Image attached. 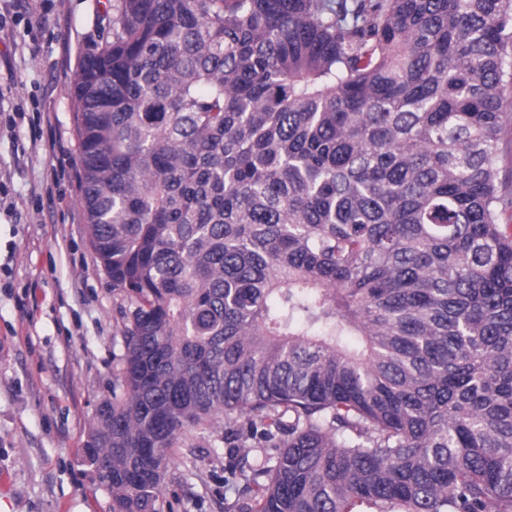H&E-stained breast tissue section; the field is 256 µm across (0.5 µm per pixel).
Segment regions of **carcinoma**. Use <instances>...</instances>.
I'll list each match as a JSON object with an SVG mask.
<instances>
[{"mask_svg":"<svg viewBox=\"0 0 512 512\" xmlns=\"http://www.w3.org/2000/svg\"><path fill=\"white\" fill-rule=\"evenodd\" d=\"M72 88L123 354L79 459L162 512H512V0H112ZM224 420L212 427H187L162 483L163 512H224ZM190 450L194 454L190 453Z\"/></svg>","mask_w":512,"mask_h":512,"instance_id":"carcinoma-1","label":"carcinoma"}]
</instances>
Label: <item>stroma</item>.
Instances as JSON below:
<instances>
[{
  "mask_svg": "<svg viewBox=\"0 0 512 512\" xmlns=\"http://www.w3.org/2000/svg\"><path fill=\"white\" fill-rule=\"evenodd\" d=\"M106 4L0 0V512H111L79 457L123 353L120 293L86 232L71 96ZM223 434L181 432L163 512H224Z\"/></svg>",
  "mask_w": 512,
  "mask_h": 512,
  "instance_id": "obj_1",
  "label": "stroma"
}]
</instances>
